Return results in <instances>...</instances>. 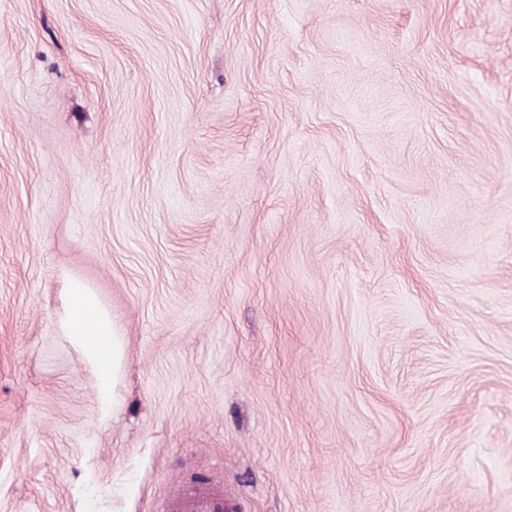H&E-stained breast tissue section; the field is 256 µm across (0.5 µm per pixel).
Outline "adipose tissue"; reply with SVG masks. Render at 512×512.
Wrapping results in <instances>:
<instances>
[{
    "instance_id": "adipose-tissue-1",
    "label": "adipose tissue",
    "mask_w": 512,
    "mask_h": 512,
    "mask_svg": "<svg viewBox=\"0 0 512 512\" xmlns=\"http://www.w3.org/2000/svg\"><path fill=\"white\" fill-rule=\"evenodd\" d=\"M61 326L94 366L101 398L109 400L124 357V342L90 289L79 285L71 288Z\"/></svg>"
}]
</instances>
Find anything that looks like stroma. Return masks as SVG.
I'll return each instance as SVG.
<instances>
[{"label": "stroma", "mask_w": 512, "mask_h": 512, "mask_svg": "<svg viewBox=\"0 0 512 512\" xmlns=\"http://www.w3.org/2000/svg\"><path fill=\"white\" fill-rule=\"evenodd\" d=\"M200 473L512 512V0H0V512ZM60 321L67 336L81 348L94 366L104 404L110 399L112 385L113 408V391L125 348L112 318L101 308L89 288L74 284Z\"/></svg>", "instance_id": "obj_1"}]
</instances>
